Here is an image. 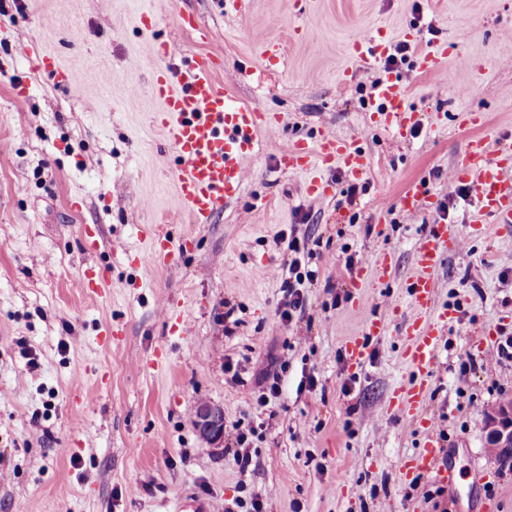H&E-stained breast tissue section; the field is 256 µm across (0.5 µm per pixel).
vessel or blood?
I'll return each instance as SVG.
<instances>
[{"mask_svg":"<svg viewBox=\"0 0 512 512\" xmlns=\"http://www.w3.org/2000/svg\"><path fill=\"white\" fill-rule=\"evenodd\" d=\"M392 49L385 35L376 32L355 40L352 55L359 66L380 62ZM161 58L150 78L149 90L161 108L158 121L167 130L178 158L175 179L178 202L188 212L192 223H210L225 202L236 199L243 187L244 162L253 156L261 130L280 126L282 117L235 103L214 79L216 57L189 53L172 62L171 47L157 43ZM374 124L395 130L407 137L422 124V115L405 102L400 77L380 72L375 78L369 102ZM280 163L293 171L305 173L306 192L316 199L328 198L333 185L324 177L329 165L341 166L353 180L362 179L370 168L369 157L356 141L331 133L318 141H291L280 156ZM453 175L465 184L473 200L472 224L493 218L497 234L512 232V139L484 136L471 140L464 157L453 167ZM430 198L422 186L406 188L399 198L401 213L416 215ZM460 235L451 225H433L414 247L409 278V316L402 318L400 329L407 339L403 357L409 375L396 391L401 413L423 427L431 422L425 416L429 395L427 377L437 361L438 346L454 314L438 308L435 273L446 255L458 246ZM185 245L163 232L151 235L148 252L137 254L135 264L169 265L176 262ZM379 318L366 319L361 335L349 337L345 353L351 367L363 366L370 355L366 338L380 335ZM401 477L428 476L458 497L459 489L448 449L437 437L427 436L421 449L403 456L398 464Z\"/></svg>","mask_w":512,"mask_h":512,"instance_id":"b4317fda","label":"vessel or blood"}]
</instances>
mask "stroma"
Returning a JSON list of instances; mask_svg holds the SVG:
<instances>
[{"label":"stroma","instance_id":"1","mask_svg":"<svg viewBox=\"0 0 512 512\" xmlns=\"http://www.w3.org/2000/svg\"><path fill=\"white\" fill-rule=\"evenodd\" d=\"M139 2L0 0V512H170L185 495L215 508L256 496L265 512H435L437 483L397 471L425 432L390 405L407 374L391 309L406 299L414 243L445 218L462 244L435 275L437 304L456 318L426 405L457 470L460 497L444 506L468 512L474 498L512 512V463L499 461L484 431L486 414L512 393V360L488 365L497 343L486 334L512 329V279L501 276L512 270V236L470 233L469 204L447 198L471 139L488 127L512 138V0H243L239 15L224 0H151V38L136 20ZM182 11L197 29L178 27ZM413 27L420 33L399 72L423 124L402 139L373 128L363 109L375 69L349 86L340 69L354 63L356 35L380 29L397 44ZM273 28L284 62L270 68L263 45ZM156 39L215 55L227 95L282 116L276 132H261L239 198L208 224L177 208L173 145L147 91ZM33 44L69 70L80 95L26 58ZM438 44L448 47L438 70L417 69ZM17 78L27 85L21 98ZM473 111L484 126L468 124ZM325 131L356 139L370 157L355 205L339 166L326 171L327 200L309 198L304 175L278 167L291 140ZM413 182L435 206L409 217L395 203ZM87 229L103 240L93 255L82 248ZM154 229L189 236L186 253L165 267L131 265ZM287 237L305 244L319 278L284 321ZM386 253L395 274L381 283L371 265ZM90 265L107 279L99 298L76 287ZM167 300L185 307V335L170 334ZM368 316L384 331L354 370L344 346ZM106 323L125 329L108 348L97 343ZM276 371L283 396L257 409L258 381ZM307 375L315 389L301 387ZM202 401L222 407L225 442L236 426L262 424L248 470L225 442L199 438Z\"/></svg>","mask_w":512,"mask_h":512}]
</instances>
